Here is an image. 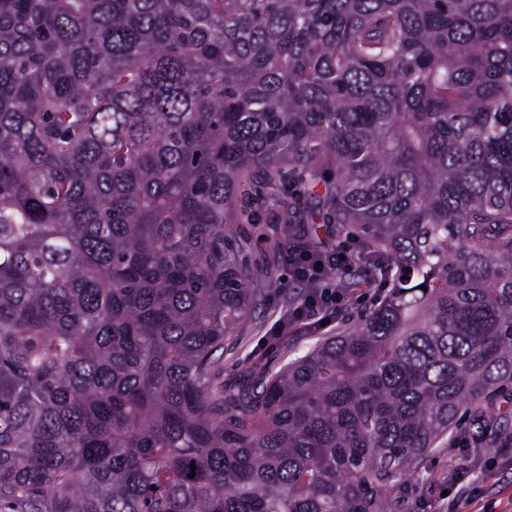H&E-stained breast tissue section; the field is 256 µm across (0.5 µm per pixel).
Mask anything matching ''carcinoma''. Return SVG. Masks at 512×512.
I'll list each match as a JSON object with an SVG mask.
<instances>
[{
	"instance_id": "cac0c4a2",
	"label": "carcinoma",
	"mask_w": 512,
	"mask_h": 512,
	"mask_svg": "<svg viewBox=\"0 0 512 512\" xmlns=\"http://www.w3.org/2000/svg\"><path fill=\"white\" fill-rule=\"evenodd\" d=\"M296 186L388 294L226 388ZM509 384L512 0H0V512H386Z\"/></svg>"
}]
</instances>
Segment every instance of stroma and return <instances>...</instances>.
Segmentation results:
<instances>
[{
	"mask_svg": "<svg viewBox=\"0 0 512 512\" xmlns=\"http://www.w3.org/2000/svg\"><path fill=\"white\" fill-rule=\"evenodd\" d=\"M239 205L247 210L250 221L232 225L231 233L243 242L248 257L258 262L260 268L272 269L273 275L264 279L261 289L263 316L246 322L238 335L232 337L224 354V383L228 386L237 383L246 371H278L327 335L326 330L305 327L283 338L271 335L274 322L291 308L295 297L294 291L278 289V279L284 274L279 241L287 229L288 218L308 212L307 196L295 193L284 205L262 198H244ZM491 402L496 412L492 433L468 448L447 443L427 454L414 475L401 478L386 489L384 496L391 506L390 512H446L448 470L453 466H475L481 470L479 494L462 512H483L489 505L495 512H512V386L493 395ZM489 455L498 456L499 465L481 469L483 458Z\"/></svg>",
	"mask_w": 512,
	"mask_h": 512,
	"instance_id": "35a3bbf8",
	"label": "stroma"
}]
</instances>
